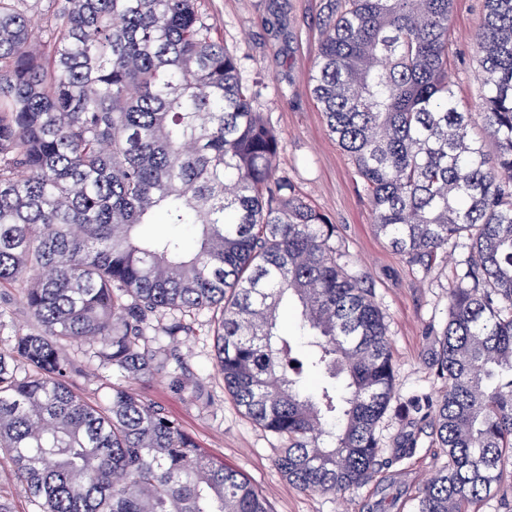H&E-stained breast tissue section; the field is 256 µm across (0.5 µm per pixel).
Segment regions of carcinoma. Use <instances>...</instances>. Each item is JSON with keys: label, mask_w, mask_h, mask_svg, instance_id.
<instances>
[{"label": "carcinoma", "mask_w": 512, "mask_h": 512, "mask_svg": "<svg viewBox=\"0 0 512 512\" xmlns=\"http://www.w3.org/2000/svg\"><path fill=\"white\" fill-rule=\"evenodd\" d=\"M202 0H0V300L35 320L0 352V448L36 512H272L164 408L112 384L73 389L71 342L119 373L200 384L183 316L221 308L214 345L241 412L283 443L301 491L346 494L382 452L396 400L383 312L336 225L278 173L257 82ZM453 0H329L311 93L350 157L373 228L430 269L468 240L433 367L447 387L402 405L447 460L418 512L512 492V0H483L476 78L486 137L451 84ZM175 229L147 236L156 216ZM310 353L278 332L285 296ZM327 382L302 391L306 376Z\"/></svg>", "instance_id": "cac0c4a2"}]
</instances>
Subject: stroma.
<instances>
[{"label": "stroma", "instance_id": "stroma-1", "mask_svg": "<svg viewBox=\"0 0 512 512\" xmlns=\"http://www.w3.org/2000/svg\"><path fill=\"white\" fill-rule=\"evenodd\" d=\"M327 0H206L214 35L242 56L243 75L260 77L257 104L280 137L277 160L302 193L336 226V247L352 271L364 278L388 324L400 402L446 387L431 359L448 321V290L459 269L462 249L439 254L431 269L413 266L375 234L374 215L355 168L331 137L325 116L310 90ZM483 20L482 0H455L451 19L454 90L478 109L482 90L475 78L476 36ZM180 351L203 384L209 404L170 388L167 374L120 376L89 359L83 347L69 349L84 367L75 387L94 405L105 403L114 382L159 405L209 455L248 477L272 512H417L418 491L445 459L429 422L389 412L377 434L383 452L360 488L346 495L302 492L274 464L279 443L246 418L224 388L214 352L210 313L190 321Z\"/></svg>", "mask_w": 512, "mask_h": 512}]
</instances>
